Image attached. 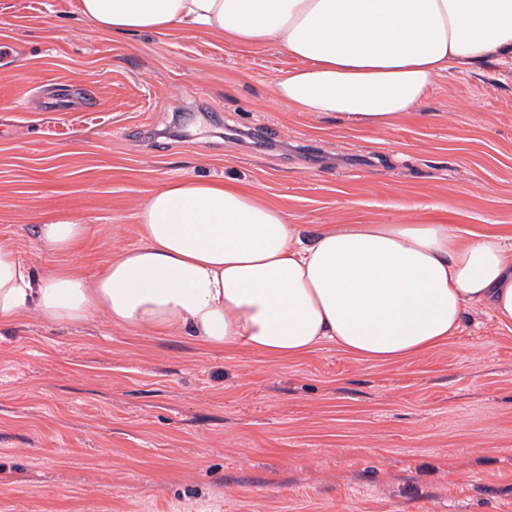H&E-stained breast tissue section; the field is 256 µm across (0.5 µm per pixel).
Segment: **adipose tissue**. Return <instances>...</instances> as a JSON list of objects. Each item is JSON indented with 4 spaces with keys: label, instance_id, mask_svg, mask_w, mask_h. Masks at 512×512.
I'll return each instance as SVG.
<instances>
[{
    "label": "adipose tissue",
    "instance_id": "obj_1",
    "mask_svg": "<svg viewBox=\"0 0 512 512\" xmlns=\"http://www.w3.org/2000/svg\"><path fill=\"white\" fill-rule=\"evenodd\" d=\"M78 15L117 35L276 44L295 61L276 82L282 105L374 128L412 111L440 73L512 59V0H79ZM137 222L139 244L91 280L69 266L37 274L1 238L0 327L31 312L62 326L101 314L272 361L329 343L395 362L446 344L474 308L512 326V234L419 216L310 235L258 192L207 178L155 189ZM89 233L70 214L41 220L36 240L71 256Z\"/></svg>",
    "mask_w": 512,
    "mask_h": 512
}]
</instances>
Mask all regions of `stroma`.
<instances>
[{
  "instance_id": "stroma-1",
  "label": "stroma",
  "mask_w": 512,
  "mask_h": 512,
  "mask_svg": "<svg viewBox=\"0 0 512 512\" xmlns=\"http://www.w3.org/2000/svg\"><path fill=\"white\" fill-rule=\"evenodd\" d=\"M78 0H0V238L94 278L176 180L230 178L288 221L426 216L512 234V60L436 77L387 129L280 104L294 61L204 33L112 35ZM62 90L74 110L50 112ZM76 214V258L39 250ZM0 512H512V327L380 363H274L97 315L0 328ZM90 233V224L74 214L41 220L36 228L38 246L46 251L72 256Z\"/></svg>"
}]
</instances>
